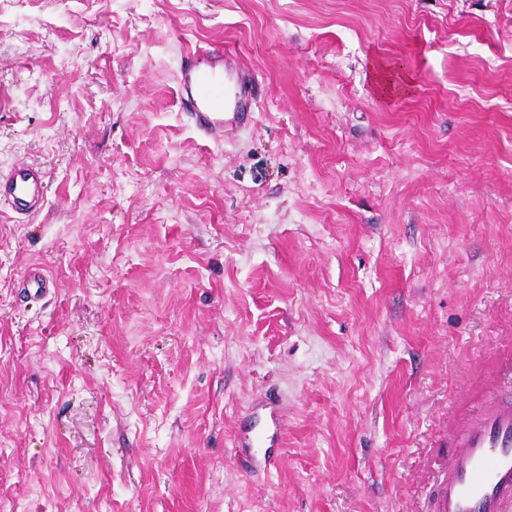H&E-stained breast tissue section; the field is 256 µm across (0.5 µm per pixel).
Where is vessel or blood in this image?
I'll return each mask as SVG.
<instances>
[{
    "label": "vessel or blood",
    "mask_w": 512,
    "mask_h": 512,
    "mask_svg": "<svg viewBox=\"0 0 512 512\" xmlns=\"http://www.w3.org/2000/svg\"><path fill=\"white\" fill-rule=\"evenodd\" d=\"M180 102L196 114L205 137L224 134V117L244 105L238 77L217 61L190 55L178 78ZM48 180L37 165L0 172V203L22 215L36 216L47 201ZM254 415L267 419L260 431H247L239 447L274 446L281 435L282 408L253 404ZM448 463L431 494V512H505L512 506V357L497 361V373L484 386L477 410L459 417L449 443Z\"/></svg>",
    "instance_id": "obj_1"
}]
</instances>
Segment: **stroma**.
Wrapping results in <instances>:
<instances>
[{
  "label": "stroma",
  "instance_id": "stroma-1",
  "mask_svg": "<svg viewBox=\"0 0 512 512\" xmlns=\"http://www.w3.org/2000/svg\"><path fill=\"white\" fill-rule=\"evenodd\" d=\"M197 45L252 71L217 140L178 104ZM22 163L48 193L0 214V512H426L512 352V0H0ZM266 402L268 403H255L252 406L253 414L256 417L264 414L267 418V427L260 431L248 430L237 442L238 448H265L263 451V458L266 461V456L270 448L278 441L281 435V421L283 417V409L280 407L270 406L274 401L265 393Z\"/></svg>",
  "mask_w": 512,
  "mask_h": 512
}]
</instances>
